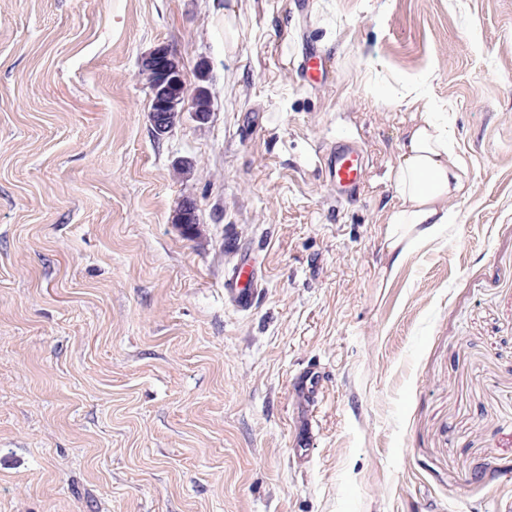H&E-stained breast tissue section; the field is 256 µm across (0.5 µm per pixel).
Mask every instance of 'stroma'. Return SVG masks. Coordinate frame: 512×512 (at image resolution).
I'll return each mask as SVG.
<instances>
[{"label":"stroma","instance_id":"35a3bbf8","mask_svg":"<svg viewBox=\"0 0 512 512\" xmlns=\"http://www.w3.org/2000/svg\"><path fill=\"white\" fill-rule=\"evenodd\" d=\"M160 47L210 115L158 137ZM408 92L447 113L470 193L399 257ZM339 135L369 159L351 201L318 160ZM505 501L512 0H0V512ZM170 50L165 47L158 48L152 55L147 56L142 62L143 71L150 79V90H151V110L150 116L153 124V128L157 133L167 132L171 126L172 121L174 122L173 113L181 112L184 108L186 101L189 99V89L185 82V96L182 100L180 110L178 111V105L171 103L164 95V88L162 87V78L156 76L158 81L153 78V73L156 71V61L164 56L168 57ZM260 282L257 270L250 262L234 268L224 278V291L232 296L239 307L250 309L258 296Z\"/></svg>","mask_w":512,"mask_h":512}]
</instances>
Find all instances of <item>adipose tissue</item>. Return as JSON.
I'll return each instance as SVG.
<instances>
[{
	"mask_svg": "<svg viewBox=\"0 0 512 512\" xmlns=\"http://www.w3.org/2000/svg\"><path fill=\"white\" fill-rule=\"evenodd\" d=\"M468 190L467 166L454 149L450 126L429 107L416 108L402 135L386 217L392 246L409 237L418 244L436 237L448 222L449 202Z\"/></svg>",
	"mask_w": 512,
	"mask_h": 512,
	"instance_id": "ef3b65f1",
	"label": "adipose tissue"
}]
</instances>
